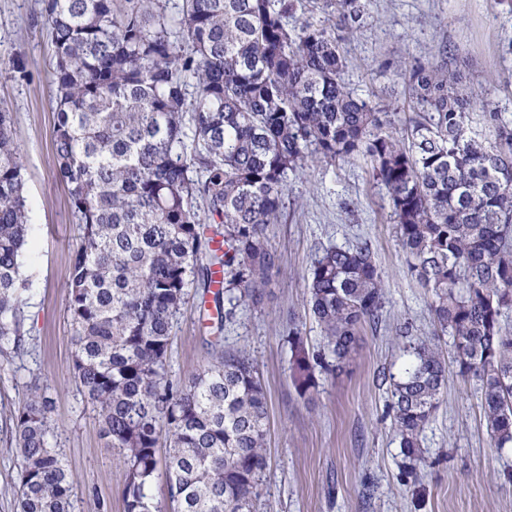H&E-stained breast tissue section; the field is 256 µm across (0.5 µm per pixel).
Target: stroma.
I'll return each instance as SVG.
<instances>
[{
    "label": "stroma",
    "instance_id": "35a3bbf8",
    "mask_svg": "<svg viewBox=\"0 0 512 512\" xmlns=\"http://www.w3.org/2000/svg\"><path fill=\"white\" fill-rule=\"evenodd\" d=\"M370 25L346 45L345 79L361 97L390 104L395 129L412 111L387 60L414 59L448 44L467 82L483 87L512 121V96L498 89L512 71V6L504 0H373ZM53 48L43 0H0V110L11 113L20 144L31 224L21 258L20 354L0 353V512H19L20 461L4 422L40 393L54 440L76 484L72 512H124L123 467L80 394L73 369L66 282L81 229L54 150ZM269 237L281 256L258 305L217 324L189 300L172 329L171 377L208 365L211 341L256 359L269 410L268 465L254 512H512V448L491 447L475 381L449 373L439 407L422 434L423 461L405 459L388 415L383 369L405 358L396 324L435 335L430 295L412 278L390 216L386 190L360 158L289 175L285 209ZM367 245L385 284L383 320L363 325L347 370L319 374L309 397L291 381L287 336L321 344L310 317L308 270L323 249Z\"/></svg>",
    "mask_w": 512,
    "mask_h": 512
}]
</instances>
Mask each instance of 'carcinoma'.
<instances>
[{"label": "carcinoma", "mask_w": 512, "mask_h": 512, "mask_svg": "<svg viewBox=\"0 0 512 512\" xmlns=\"http://www.w3.org/2000/svg\"><path fill=\"white\" fill-rule=\"evenodd\" d=\"M326 21L291 23L294 0H44L55 60V152L81 227L67 281L74 375L118 451L124 512H251L267 467L268 403L243 350L173 381L167 352L190 289L228 318L279 270L269 226L288 173L366 158L386 191L408 271L431 296L460 376L478 382L494 448H512V122L463 84L446 47L386 67L414 117L345 82V43L369 0H311ZM480 113L482 127L473 126ZM17 134L0 110V349L21 346L29 237ZM306 288L323 350L288 336L300 396L346 368L382 322L380 269L364 246L329 247ZM448 363L415 342L384 376L405 458H419ZM20 512H71L75 479L43 399L11 416ZM165 453H160V450Z\"/></svg>", "instance_id": "carcinoma-1"}]
</instances>
